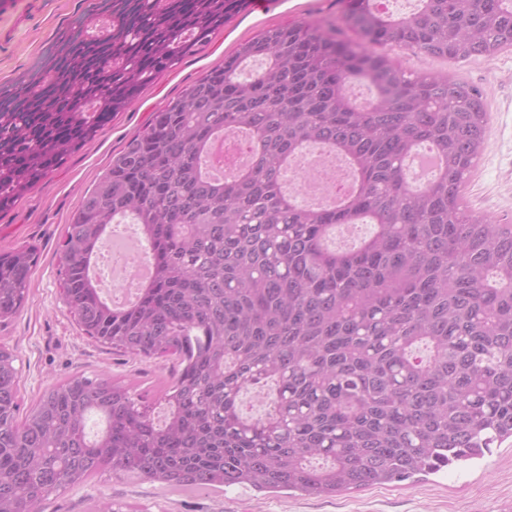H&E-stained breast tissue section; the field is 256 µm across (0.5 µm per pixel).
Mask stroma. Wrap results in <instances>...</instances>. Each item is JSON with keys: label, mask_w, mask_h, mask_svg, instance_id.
I'll return each instance as SVG.
<instances>
[{"label": "stroma", "mask_w": 512, "mask_h": 512, "mask_svg": "<svg viewBox=\"0 0 512 512\" xmlns=\"http://www.w3.org/2000/svg\"><path fill=\"white\" fill-rule=\"evenodd\" d=\"M92 2L0 0V90L34 74L60 35ZM268 2L264 10L248 6L231 16L202 52L183 58L146 85L93 142L68 155L44 184L12 209L0 211V253L29 244L39 248L25 308L0 324V343L18 354L22 412H29L61 380L74 375L94 378L105 372L115 379H135L138 394L153 404L156 422H163L157 384L168 377L170 362L133 359L86 336L62 301L57 250L83 196L145 128L152 113L181 97L206 71L222 65L241 43L268 28L303 20L326 29L344 27V0ZM402 59L408 70L446 72L482 90L488 133L463 194L474 212L512 224V48L492 58L458 62L409 53ZM102 500L132 512H512V439L465 468L334 497L258 492L246 486L183 491L105 469L50 496L45 512H90L93 503Z\"/></svg>", "instance_id": "stroma-1"}]
</instances>
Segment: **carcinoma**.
<instances>
[{
	"label": "carcinoma",
	"mask_w": 512,
	"mask_h": 512,
	"mask_svg": "<svg viewBox=\"0 0 512 512\" xmlns=\"http://www.w3.org/2000/svg\"><path fill=\"white\" fill-rule=\"evenodd\" d=\"M243 3L95 0L0 95V211L202 52ZM346 4L362 42L298 21L240 44L153 112L82 198L59 256L63 303L95 341L173 361L167 421L154 422L132 382L83 375L19 421L17 355L0 344V512H42L105 468L178 489L334 496L436 474L512 438V224L462 194L488 132L483 94L375 50L494 56L512 47V0H419L398 17L374 0ZM352 81L372 87L367 105L347 96ZM226 128L245 130L251 165L217 183L201 159ZM311 145L356 176L322 207L281 186ZM424 146L439 167L416 188L404 161ZM126 214L153 272L114 309L90 268ZM341 224L372 232L335 249ZM37 260L34 245L0 254V321L24 308ZM249 390L267 399L264 416L244 411Z\"/></svg>",
	"instance_id": "1"
}]
</instances>
